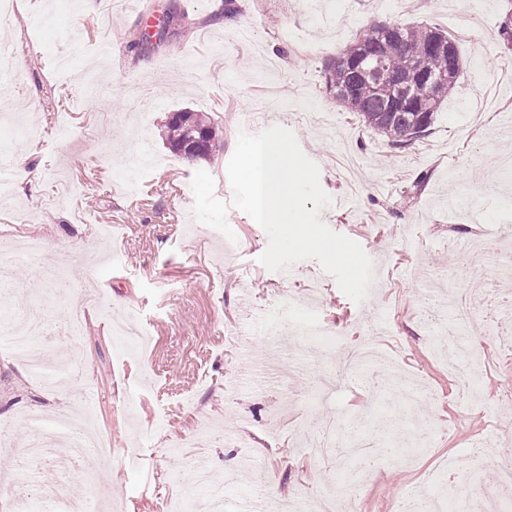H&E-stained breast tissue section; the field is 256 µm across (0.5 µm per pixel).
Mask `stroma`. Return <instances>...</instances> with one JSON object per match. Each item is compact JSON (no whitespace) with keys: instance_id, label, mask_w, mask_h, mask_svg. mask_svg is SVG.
<instances>
[{"instance_id":"35a3bbf8","label":"stroma","mask_w":512,"mask_h":512,"mask_svg":"<svg viewBox=\"0 0 512 512\" xmlns=\"http://www.w3.org/2000/svg\"><path fill=\"white\" fill-rule=\"evenodd\" d=\"M131 0L106 31L85 0H20L0 39L15 50L20 88L0 90V118L23 121L36 180L16 179L13 194L38 212L31 224L0 213V242L20 236L68 241L70 258L105 292L113 310L137 323L145 345L131 356L94 306L85 305L78 340L45 349L46 362L73 355L95 390L68 383L56 390L31 379L23 360L0 346V420L13 424L0 449V485L35 435L30 416L94 411L105 466L66 473L52 461L32 465L29 496L37 512H57L44 497L55 485L82 493L117 475L111 512H163L173 497L191 512L224 499L231 512H279L304 496L315 505L335 486L354 512H419L421 474L442 457L467 455L477 439H512V354L493 337L512 336V320L487 319L485 285L512 296L500 270L512 235V169L485 167L486 154L512 157V49L499 25L512 0ZM374 24L431 25L451 35L462 56L454 95L430 130L395 148L325 86L324 71L355 35ZM163 38L139 42L145 29ZM205 112L224 140L214 158L187 161L162 137L171 112ZM274 111L307 156L319 159L320 184L333 203L321 219L355 238L374 263L369 298L355 304L317 261L271 271L259 256L268 238L231 207L227 164L239 132L264 129ZM149 138L161 165L134 192L117 183L124 156ZM208 172L228 202L236 236L221 252V232L193 222L196 171ZM461 207L442 210V197ZM487 229L485 249L468 264L448 244L459 233ZM119 253V268L106 266ZM9 310L46 308L54 324L70 316L73 293L14 271L0 284ZM477 298L468 334L486 354L483 402L465 403L447 356L433 351L434 333H457L444 300ZM342 348L367 343L396 348L412 407L395 411L380 365L338 373L316 362L329 336ZM340 419V438L371 431L380 447L369 461L315 460L306 445L325 410ZM268 482L244 481L246 467ZM480 479L497 512H512V478L494 463L464 470Z\"/></svg>"}]
</instances>
